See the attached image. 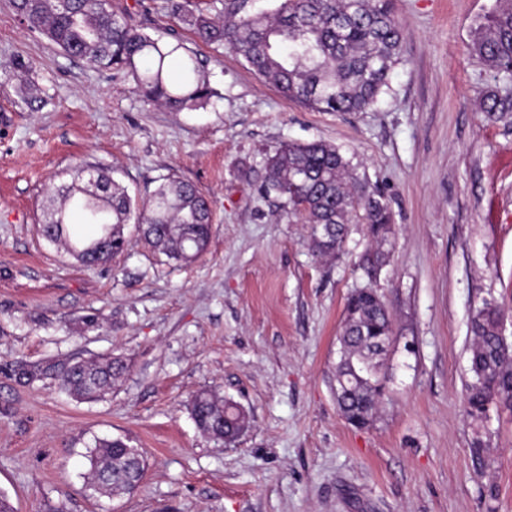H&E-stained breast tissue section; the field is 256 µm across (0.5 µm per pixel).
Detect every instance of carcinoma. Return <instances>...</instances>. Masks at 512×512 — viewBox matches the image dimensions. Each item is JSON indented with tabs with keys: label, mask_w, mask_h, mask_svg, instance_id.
I'll list each match as a JSON object with an SVG mask.
<instances>
[{
	"label": "carcinoma",
	"mask_w": 512,
	"mask_h": 512,
	"mask_svg": "<svg viewBox=\"0 0 512 512\" xmlns=\"http://www.w3.org/2000/svg\"><path fill=\"white\" fill-rule=\"evenodd\" d=\"M269 12L255 9L254 0H222L212 18L171 0V13L197 39L224 44L241 54L250 69L273 84L285 97L323 112H362L378 102L389 86L403 39L391 12V0H277ZM17 15L53 42L66 55L104 69L130 73L135 91L144 101L170 112L192 110L212 96L198 59L182 56L181 42H170L140 31L97 0H13ZM470 52L492 72L497 85L481 96L488 118L512 127V0H497L496 9L474 31ZM83 168L65 172L67 180L54 185L52 197L60 205L44 215L42 237L65 246L84 265L108 263L123 250V226L132 200L109 172L96 169L102 189L91 193ZM263 190L285 200L289 212L310 224V247L320 258L343 252L350 217L359 212L368 236L380 245L393 233L392 213L384 195L360 180L350 161L329 144L288 143L267 159ZM77 210L85 223L98 224L94 237L73 241L66 212ZM145 235L167 257L190 262L207 248L211 202L191 183L170 175L142 204ZM386 261L377 250L362 260L374 279ZM506 313L495 302L483 300L470 319V378L464 385L465 412L481 423L491 411L512 410V343L503 342L500 328ZM373 331L384 343L392 341L391 316L373 288L348 298L340 334L336 381L338 406L349 423L370 424L381 403L387 367L383 350L371 347L361 331ZM128 365L107 356L60 363L18 364L3 375L20 384L44 378L83 402L102 399ZM197 429L224 440L238 420L246 419L236 403L213 393L198 392L190 406ZM128 444L120 437L97 439L86 459L88 484L94 492L129 491L141 471L123 470Z\"/></svg>",
	"instance_id": "obj_1"
}]
</instances>
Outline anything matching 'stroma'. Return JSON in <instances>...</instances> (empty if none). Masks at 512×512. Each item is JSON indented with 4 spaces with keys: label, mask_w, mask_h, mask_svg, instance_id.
I'll return each instance as SVG.
<instances>
[{
    "label": "stroma",
    "mask_w": 512,
    "mask_h": 512,
    "mask_svg": "<svg viewBox=\"0 0 512 512\" xmlns=\"http://www.w3.org/2000/svg\"><path fill=\"white\" fill-rule=\"evenodd\" d=\"M495 5L393 0L403 41L388 89L364 112H317L197 41L169 0H110L142 32L179 31L203 65L212 97L169 112L0 0V494L15 512H512V412L476 423L462 399L473 311L491 296L512 316V132L480 111L493 79L468 49ZM19 56L28 69L10 70ZM313 141L387 197L394 235L376 281L358 266L371 249L361 220L325 261L301 217L259 190L267 157ZM76 165L115 170L139 200L162 175L192 183L212 202L207 251L178 264L133 222L102 266L49 245V188ZM369 285L394 339L381 408L357 428L336 403L337 338L348 296ZM99 314L104 326L87 325ZM109 354L129 370L97 402L2 374ZM202 390L246 410L233 443L196 428ZM97 437L141 449L136 489L89 488Z\"/></svg>",
    "instance_id": "1"
}]
</instances>
